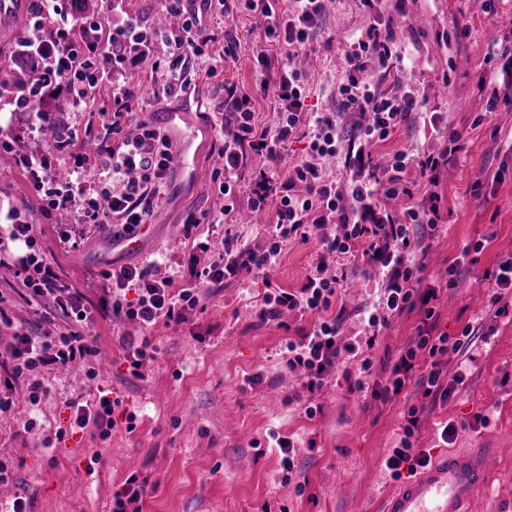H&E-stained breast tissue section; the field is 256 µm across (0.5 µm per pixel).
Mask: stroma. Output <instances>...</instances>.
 I'll return each instance as SVG.
<instances>
[{"label":"stroma","mask_w":512,"mask_h":512,"mask_svg":"<svg viewBox=\"0 0 512 512\" xmlns=\"http://www.w3.org/2000/svg\"><path fill=\"white\" fill-rule=\"evenodd\" d=\"M386 29L404 55L402 69L391 70L379 87L414 86L426 99L427 112L460 135L454 163L439 173L445 228L423 233L418 247L425 265L422 285L436 289L439 331L456 335L476 321L495 324L488 343L470 350L469 360L442 361V378L453 382L459 366L468 376L450 398L431 401L415 387L393 400H374L352 392L349 372L355 362L339 359L314 396L302 389L301 371L289 370L284 350L288 340L310 329L312 317L286 314L282 323L264 322L258 310L268 285L293 291L300 288L318 258L317 240L293 241L284 247L271 272L254 270L225 280L210 289L203 301L186 311L182 322L145 331L132 321L116 322L104 304L111 298L106 271L141 266L161 259L160 276L209 263L212 253L195 248L181 234L188 214L203 217L202 236L214 241L236 239L253 251L269 248L271 212L254 223L242 222L252 209L250 189L266 171L264 156L248 155L235 175L236 192L228 215L220 201L213 174L222 165L224 138V82L252 92L260 122L272 119L275 103L259 87L275 80L284 51L267 35L268 20L261 0L237 10L213 15L215 52L224 67L212 71L199 60L194 82L203 89L197 111L190 118L199 128L195 141V177L184 179L179 190L165 189L164 206L144 229L139 251L118 246L111 231L89 225L68 230L74 244L64 247L60 229L41 212L40 198L24 176L0 155V210L15 209L37 223L47 258L86 299L87 319L80 330L100 351L92 360L96 378L47 369L41 380L47 390L35 413L36 426L25 430L16 419L0 415V461L10 470L0 483V506L15 498L31 502V512H112V494L129 477L147 478L150 490L143 512H381L384 499L398 487L383 466L405 424L408 406L418 409L417 451L430 456L446 448H492L498 463L489 476V489L474 501L472 512H512V320L498 319L490 306L492 274L499 255L512 251V107L502 104L476 124L489 89L480 85L484 57L512 44V0H495L491 13L479 11L473 0H336L321 25L313 47L302 49L305 60L306 103L309 111H338L345 143L360 141L365 117L339 112L337 86L347 67L351 39L367 35L372 25ZM469 28L467 37L458 29ZM269 62L265 76L255 71L257 57ZM140 94L132 110L144 118L173 108L158 96L164 68L146 63L133 74ZM111 84H101L93 100L74 111L66 94L54 103V117L78 134H98L109 119ZM448 147L445 137L424 126L420 115L398 128L383 144L372 147L374 162L399 150L419 149L433 154ZM489 183L490 194L474 199L470 185L476 177ZM483 240L484 248L462 268V284L448 290L446 271L466 241ZM332 274H346L333 312L343 318V332L352 338L364 332V311L372 304L376 282L353 256L327 260ZM21 278L15 269L0 268V294L9 301L10 315L34 335L54 332L57 322L45 319L42 305L19 295ZM426 319L425 310L396 317L383 329L370 355L372 379L384 383L400 352L409 347ZM149 338L154 355L143 377L130 367L131 355L121 337ZM111 392L122 404L113 413L115 426L107 440L91 431L72 429L70 403L93 404L100 391ZM315 416H307L308 405ZM136 413L135 430H127L126 416ZM489 415L481 425L480 415ZM457 434L452 445L438 436L442 423ZM65 431L56 447L45 441ZM300 443L292 475H284L271 431Z\"/></svg>","instance_id":"obj_1"}]
</instances>
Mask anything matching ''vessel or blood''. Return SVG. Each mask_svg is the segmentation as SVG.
Wrapping results in <instances>:
<instances>
[{"instance_id":"vessel-or-blood-1","label":"vessel or blood","mask_w":512,"mask_h":512,"mask_svg":"<svg viewBox=\"0 0 512 512\" xmlns=\"http://www.w3.org/2000/svg\"><path fill=\"white\" fill-rule=\"evenodd\" d=\"M191 102L181 109L161 112L158 123L166 129L178 150V176H191V149L196 132L185 123ZM494 463L490 448H463L443 454L404 484L385 503L384 512H471L475 495L486 488Z\"/></svg>"}]
</instances>
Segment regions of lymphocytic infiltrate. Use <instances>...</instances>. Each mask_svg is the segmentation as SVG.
Instances as JSON below:
<instances>
[{"mask_svg":"<svg viewBox=\"0 0 512 512\" xmlns=\"http://www.w3.org/2000/svg\"><path fill=\"white\" fill-rule=\"evenodd\" d=\"M30 23L33 37L22 43L26 57L44 59L49 71L42 85L35 88L26 102L13 101L12 112H35V130L50 132V148L39 154L24 151L18 139L0 138V151L8 155L30 187L42 201L45 218L68 211L78 223L99 228H115L117 233L133 232L150 223L160 202L161 189L176 163L177 154L163 130L128 112L130 101L137 98L136 84H116L112 91V121L103 140L96 147L77 140L69 129L53 126L51 101L58 91H65L74 104L91 100L102 83L129 72L153 57L156 46H164L169 58L161 88L166 99H179L192 85V66L196 59L212 54L217 37L209 25L212 8L229 13L239 0H164L165 9L177 13L181 23L175 28L147 26L138 16L127 15L120 23L103 25L102 21L76 18L71 0H33ZM326 0H292L287 15H277L272 5H265L268 31L284 48L312 46L321 30ZM394 52L389 34L371 29L367 38L352 41L346 51L347 72L337 88L341 110H358L368 115L364 135L367 141L384 142L423 107L418 91L400 86L380 90L366 77L371 69H393ZM278 108L271 123H259L251 95L234 84L224 87V98L233 108L230 143L224 144V171L234 172L247 153L266 155L272 167L262 175L254 190L252 207L271 210L275 240L265 252L257 253L237 241L224 242V251L208 267L189 268L188 281L157 277L152 266H123L113 270V318L133 321L142 328H152L159 320L181 322L186 310L199 305L206 288L234 277L245 266L272 269L291 240L308 241L318 236L324 252L314 263L305 282L295 292L276 290L266 295L258 315L266 322L280 318L283 311L313 315L312 328L299 341L288 342L289 368L307 371L303 387L315 393L322 387L323 375L339 356L357 363L353 381L355 391H370L372 397L394 398L408 385H415L423 396L447 398L439 367L417 373V353L429 357L466 353L475 340H489L494 327L465 325L455 336L437 334L435 324L418 331L414 346L401 351L384 384L370 385L372 359L366 354L374 338L364 344L345 341L343 319L331 315L332 299L340 280L326 274V257L360 250L365 265L382 279L379 295L381 312L369 314L370 328L387 327L395 316L415 305H429L437 291L422 287L423 266L415 255L414 227L437 229L442 221L441 194L437 190L441 168L455 161L459 135L449 132L448 148L441 155L399 151L392 155L381 179L368 184H352L342 189L323 170L325 159L336 157L342 135L334 112H311L305 103V75L291 64H284L272 87ZM136 127L128 135V127ZM309 129L310 144L306 159L280 175L278 166L289 139L301 129ZM68 158V172L56 174L57 155ZM418 167L427 180L421 201L408 203L402 212L379 208V198L410 195L404 174L408 167ZM98 180H89V173ZM8 226L0 233V265L16 264L22 275V296L28 302L52 295L56 315L64 327L52 336H36L15 323L0 296V328L9 330L14 343L0 352V414L11 413L12 391L25 385L30 407H38L45 389L38 376L48 366L67 367L95 357L97 350L72 321H83L86 313L77 296L68 294L61 274L44 255L36 224L22 218L20 212L6 214ZM419 426L416 408H408L407 423L398 445L389 450L383 465L392 477L416 473L428 463L423 453H414L413 439Z\"/></svg>","mask_w":512,"mask_h":512,"instance_id":"f902f5d3","label":"lymphocytic infiltrate"}]
</instances>
